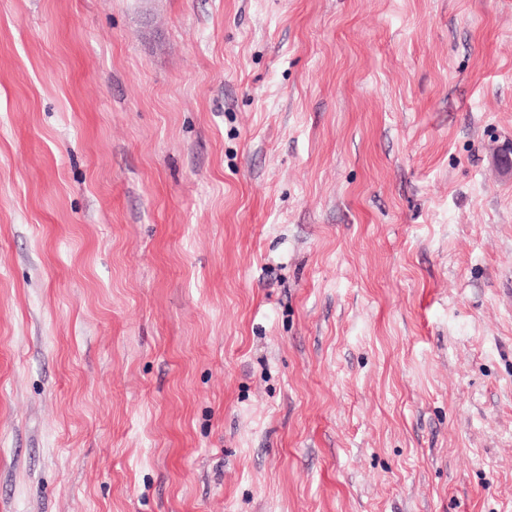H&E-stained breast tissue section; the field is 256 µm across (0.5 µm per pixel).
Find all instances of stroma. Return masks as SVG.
Listing matches in <instances>:
<instances>
[{"label":"stroma","instance_id":"stroma-1","mask_svg":"<svg viewBox=\"0 0 512 512\" xmlns=\"http://www.w3.org/2000/svg\"><path fill=\"white\" fill-rule=\"evenodd\" d=\"M512 0H0V512H512Z\"/></svg>","mask_w":512,"mask_h":512}]
</instances>
